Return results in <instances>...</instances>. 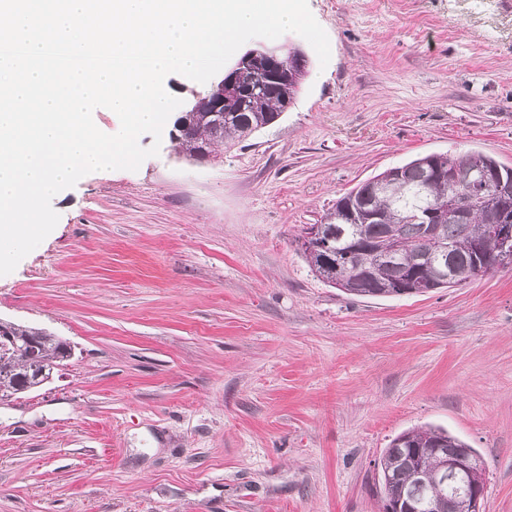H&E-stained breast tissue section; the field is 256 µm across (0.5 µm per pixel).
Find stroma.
Here are the masks:
<instances>
[{
    "label": "stroma",
    "mask_w": 512,
    "mask_h": 512,
    "mask_svg": "<svg viewBox=\"0 0 512 512\" xmlns=\"http://www.w3.org/2000/svg\"><path fill=\"white\" fill-rule=\"evenodd\" d=\"M330 42L294 104L211 161L166 122L138 170L59 192L0 276V319L74 354L0 404V512H381L408 429L486 462L512 512V269L359 298L298 238L384 170L478 151L512 168V0H308Z\"/></svg>",
    "instance_id": "stroma-1"
}]
</instances>
